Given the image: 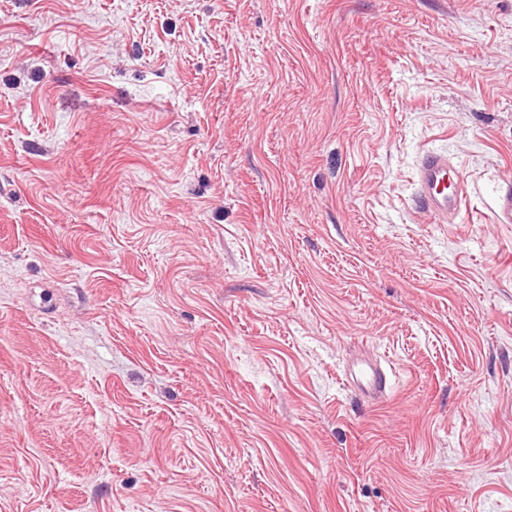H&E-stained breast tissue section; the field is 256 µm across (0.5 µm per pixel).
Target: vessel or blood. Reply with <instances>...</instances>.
<instances>
[{
	"label": "vessel or blood",
	"mask_w": 512,
	"mask_h": 512,
	"mask_svg": "<svg viewBox=\"0 0 512 512\" xmlns=\"http://www.w3.org/2000/svg\"><path fill=\"white\" fill-rule=\"evenodd\" d=\"M417 179L422 209L437 223L456 222L466 197L465 185L460 171L449 167L447 155L428 153L418 168ZM351 377L371 397L385 396L388 383L382 370L361 364L352 370Z\"/></svg>",
	"instance_id": "vessel-or-blood-1"
}]
</instances>
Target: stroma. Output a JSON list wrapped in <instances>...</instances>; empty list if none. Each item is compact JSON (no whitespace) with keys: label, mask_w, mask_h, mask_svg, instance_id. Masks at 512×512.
<instances>
[{"label":"stroma","mask_w":512,"mask_h":512,"mask_svg":"<svg viewBox=\"0 0 512 512\" xmlns=\"http://www.w3.org/2000/svg\"><path fill=\"white\" fill-rule=\"evenodd\" d=\"M507 188L512 0H0V512H512ZM418 201L439 224L455 223L465 201V185L461 172L448 167L445 154L430 152L422 160L418 171ZM456 184L448 194V180ZM350 375L356 384L371 397L378 398L386 395L388 383L382 370L368 364H361L353 369Z\"/></svg>","instance_id":"1"}]
</instances>
